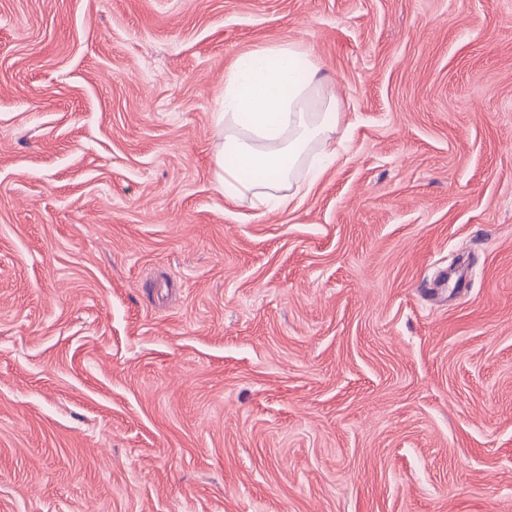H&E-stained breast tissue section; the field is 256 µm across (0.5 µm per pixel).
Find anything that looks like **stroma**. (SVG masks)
I'll return each mask as SVG.
<instances>
[{
    "mask_svg": "<svg viewBox=\"0 0 512 512\" xmlns=\"http://www.w3.org/2000/svg\"><path fill=\"white\" fill-rule=\"evenodd\" d=\"M284 40L336 159L227 203ZM0 512H512V0H0ZM323 93L309 50L284 42L240 56L224 81L223 112H215L213 162L224 199L248 195L271 209L289 204L298 167L310 159L309 185L323 173L340 112Z\"/></svg>",
    "mask_w": 512,
    "mask_h": 512,
    "instance_id": "35a3bbf8",
    "label": "stroma"
}]
</instances>
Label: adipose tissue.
Segmentation results:
<instances>
[{
  "label": "adipose tissue",
  "mask_w": 512,
  "mask_h": 512,
  "mask_svg": "<svg viewBox=\"0 0 512 512\" xmlns=\"http://www.w3.org/2000/svg\"><path fill=\"white\" fill-rule=\"evenodd\" d=\"M339 117L309 50L284 42L240 56L214 115L212 157L225 201L251 196L271 209L289 204L285 191L301 164H308L311 181L321 177L323 160L335 152Z\"/></svg>",
  "instance_id": "adipose-tissue-1"
}]
</instances>
